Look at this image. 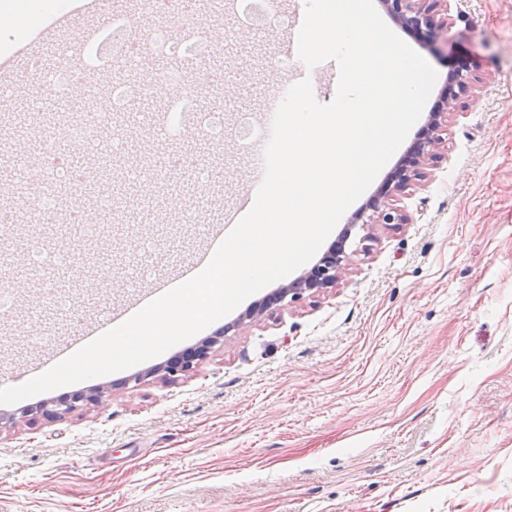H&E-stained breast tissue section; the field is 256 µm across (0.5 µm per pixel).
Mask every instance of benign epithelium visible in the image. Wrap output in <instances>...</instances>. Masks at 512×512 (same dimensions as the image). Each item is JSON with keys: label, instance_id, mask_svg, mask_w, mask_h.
Wrapping results in <instances>:
<instances>
[{"label": "benign epithelium", "instance_id": "7a95c632", "mask_svg": "<svg viewBox=\"0 0 512 512\" xmlns=\"http://www.w3.org/2000/svg\"><path fill=\"white\" fill-rule=\"evenodd\" d=\"M440 2L441 0H383L388 12L401 25L416 31L425 43L433 42L441 31L448 28V20L439 16L437 10ZM475 81L476 75L473 73L472 67L462 65L454 68L444 101L437 106L435 111L429 113L423 137L398 168L391 182L384 186L381 197L387 198L392 193L402 191L412 185L414 181L424 177V166L427 161L436 157V151L442 143L441 131L444 124L448 122V114L455 110L461 95L474 89ZM356 221L359 222V225H349L345 235H350L352 229L356 227L362 229L369 224L389 226L405 224L408 218L398 209L383 201L371 205L368 213L359 212ZM350 260L351 254L346 251L344 241L337 242L305 271L297 282L284 287L275 300L253 308L233 326V329L252 326L273 317L277 311L301 299L306 292L316 294L333 287L341 273L349 265ZM216 344L215 340L204 341L186 359L169 366L166 373L174 377L191 372L195 363L204 360ZM104 398L105 394L100 390L88 394H77L57 403L54 408L46 411V414L60 418L83 405H99L103 403Z\"/></svg>", "mask_w": 512, "mask_h": 512}]
</instances>
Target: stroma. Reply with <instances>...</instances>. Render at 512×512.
Wrapping results in <instances>:
<instances>
[{
    "label": "stroma",
    "instance_id": "stroma-1",
    "mask_svg": "<svg viewBox=\"0 0 512 512\" xmlns=\"http://www.w3.org/2000/svg\"><path fill=\"white\" fill-rule=\"evenodd\" d=\"M222 29L212 53L183 64L148 55L140 75L187 74L198 111L222 105L224 125L276 98L285 28L255 30L198 0L173 38ZM404 41L436 71L440 101L458 59L478 83L448 117L438 159L392 196L408 218L369 227L366 245L336 285L274 318L225 333L195 371L134 375L156 356L96 386L101 405L61 417L0 406V512H512V0H448V31L434 47ZM31 136L0 135V376L27 366L81 323L104 321L140 288L141 269L165 275L187 263L207 226L234 205L251 150L230 133L161 129L166 97L145 111L110 113L84 153L64 139L52 92L25 60L14 64ZM83 171L82 206L62 282L26 275L30 243L46 246L33 193H55L40 157L47 143Z\"/></svg>",
    "mask_w": 512,
    "mask_h": 512
}]
</instances>
